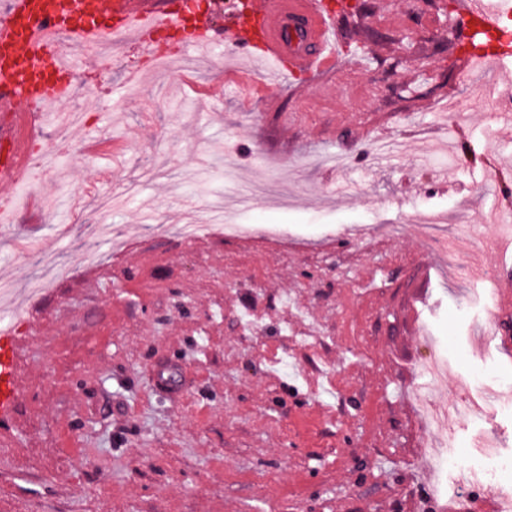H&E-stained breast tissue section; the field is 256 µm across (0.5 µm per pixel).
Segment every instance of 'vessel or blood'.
Wrapping results in <instances>:
<instances>
[{"label": "vessel or blood", "instance_id": "b4317fda", "mask_svg": "<svg viewBox=\"0 0 512 512\" xmlns=\"http://www.w3.org/2000/svg\"><path fill=\"white\" fill-rule=\"evenodd\" d=\"M504 0H464L461 20L471 31L498 30ZM329 0H244L228 18L239 52L260 50L284 75L335 74L341 69ZM183 35L204 49L215 35L199 18L196 0H0V180L30 183L34 127L43 106L67 98L76 72L66 62L63 40L95 55L106 44L134 41L146 60L171 55L168 40ZM493 314L505 355H512V289H501ZM15 339L0 335V415L21 392Z\"/></svg>", "mask_w": 512, "mask_h": 512}]
</instances>
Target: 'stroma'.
Masks as SVG:
<instances>
[{
	"label": "stroma",
	"instance_id": "obj_1",
	"mask_svg": "<svg viewBox=\"0 0 512 512\" xmlns=\"http://www.w3.org/2000/svg\"><path fill=\"white\" fill-rule=\"evenodd\" d=\"M371 2L375 28L409 39L397 74L345 43L357 75L285 80L226 36L181 73L147 70L131 41L78 62L60 109L85 119L26 189L45 207L0 228V323L22 338L0 512H428L423 384L453 413L452 452L494 431L512 449V402L454 413L462 388L512 382L484 279L512 278V233L487 220L507 208L494 165L512 181V118L492 105L512 54L421 59L463 0ZM426 212L467 239L466 286ZM180 224L243 231L187 241ZM430 344L449 366L431 384ZM166 364L181 394L156 389Z\"/></svg>",
	"mask_w": 512,
	"mask_h": 512
}]
</instances>
